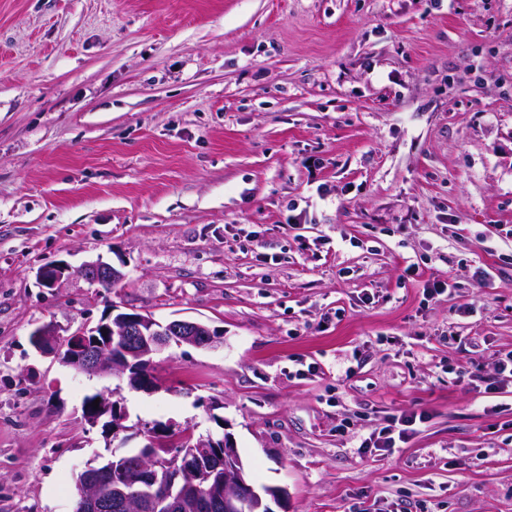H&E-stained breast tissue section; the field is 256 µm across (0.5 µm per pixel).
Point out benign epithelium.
<instances>
[{"label":"benign epithelium","mask_w":512,"mask_h":512,"mask_svg":"<svg viewBox=\"0 0 512 512\" xmlns=\"http://www.w3.org/2000/svg\"><path fill=\"white\" fill-rule=\"evenodd\" d=\"M75 272L91 282L116 285L124 278L123 272L100 259L87 262L77 269L65 264L41 267L37 277L45 286H53L66 275ZM99 331L108 346H116L121 356L113 357L88 345V332L79 331L68 336L60 334L53 323H47L32 333V342L39 352L56 355L60 362L89 375L125 374L130 360L148 359L173 345H191L210 348L221 343L224 330L206 323L174 319L160 323L151 316L125 313L107 316L99 322ZM140 470L146 490L132 497L124 486L128 484L125 467L117 468L112 461L99 468L84 471L80 487L81 508L86 512L111 504L125 512H182L191 502L203 512H241V505L249 512H274L273 503L281 502L287 490L249 489L246 485L244 464L230 438L218 441L212 436H201L188 451H178L173 461H161L147 451L142 456Z\"/></svg>","instance_id":"7a95c632"}]
</instances>
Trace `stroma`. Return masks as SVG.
<instances>
[{"mask_svg":"<svg viewBox=\"0 0 512 512\" xmlns=\"http://www.w3.org/2000/svg\"><path fill=\"white\" fill-rule=\"evenodd\" d=\"M115 307L224 343L152 392L30 344ZM510 350L512 0H0V512H73L92 394L128 451L230 435L286 512H512ZM73 271L71 267L65 264H50L41 267L37 272V277L45 286H54L65 275ZM73 272L81 275L86 280L97 282L104 285H117L124 278L123 272L113 265L102 261L100 258L96 261L87 262L81 265ZM504 378L512 379V351L500 353L496 362V377L483 378L486 384L483 393H498L502 389ZM428 415L425 412H410L402 414L398 417H391L387 420V425L382 427L378 432H372L368 437L363 438L359 447L364 449L369 448H395L397 440L404 442V440L415 429L413 426L419 423H425Z\"/></svg>","mask_w":512,"mask_h":512,"instance_id":"1","label":"stroma"}]
</instances>
